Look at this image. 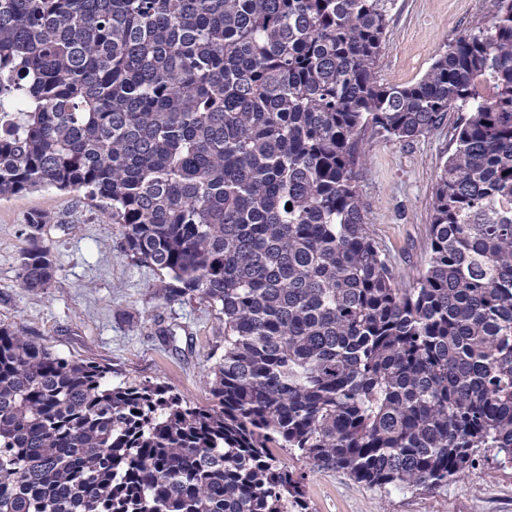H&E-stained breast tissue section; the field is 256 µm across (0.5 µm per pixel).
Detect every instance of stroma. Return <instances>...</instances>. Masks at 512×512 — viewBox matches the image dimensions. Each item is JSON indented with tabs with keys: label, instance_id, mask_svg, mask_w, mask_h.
<instances>
[{
	"label": "stroma",
	"instance_id": "1",
	"mask_svg": "<svg viewBox=\"0 0 512 512\" xmlns=\"http://www.w3.org/2000/svg\"><path fill=\"white\" fill-rule=\"evenodd\" d=\"M487 7L488 0H395L378 78L394 85L418 81L448 45L483 23ZM458 119L449 113L429 132L402 140L373 131L364 136L358 191L375 240L406 282L423 271L429 255L437 174ZM32 213L51 218L42 240L56 273L44 291L22 288L18 274L28 245L24 219ZM161 278L122 254L110 214L83 195L42 189L0 201V323L24 326L33 340L66 356L163 381L185 401L209 405L224 319L198 298L171 305L153 299ZM277 457L302 477L312 512H512V467L498 466L490 449L445 488L387 495L287 451Z\"/></svg>",
	"mask_w": 512,
	"mask_h": 512
}]
</instances>
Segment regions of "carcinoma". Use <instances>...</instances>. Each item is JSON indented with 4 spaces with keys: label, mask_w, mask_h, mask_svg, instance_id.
I'll return each instance as SVG.
<instances>
[{
    "label": "carcinoma",
    "mask_w": 512,
    "mask_h": 512,
    "mask_svg": "<svg viewBox=\"0 0 512 512\" xmlns=\"http://www.w3.org/2000/svg\"><path fill=\"white\" fill-rule=\"evenodd\" d=\"M394 3L0 0V200L83 193L163 273L153 298L224 318L205 407L0 324V512H310L275 448L384 493L485 448L512 465V0L406 86L376 76ZM450 112L404 283L366 222L363 137ZM45 223L25 219L31 290L54 278Z\"/></svg>",
    "instance_id": "1"
}]
</instances>
